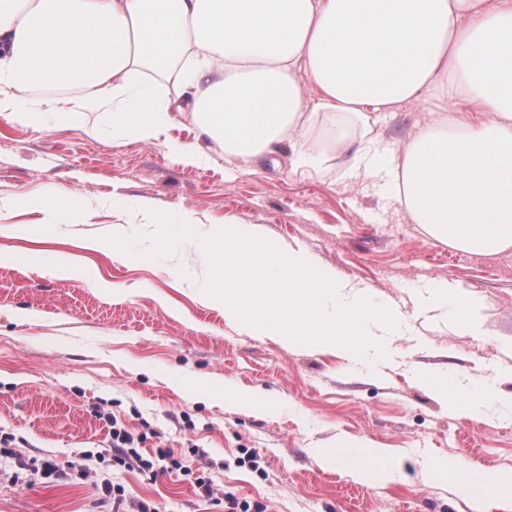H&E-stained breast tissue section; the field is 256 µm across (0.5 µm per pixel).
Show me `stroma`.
<instances>
[{
	"instance_id": "obj_1",
	"label": "stroma",
	"mask_w": 512,
	"mask_h": 512,
	"mask_svg": "<svg viewBox=\"0 0 512 512\" xmlns=\"http://www.w3.org/2000/svg\"><path fill=\"white\" fill-rule=\"evenodd\" d=\"M437 117L432 104L408 105L375 113V129L403 144ZM86 121L84 130L35 129L0 116V224H41L40 207L14 201L50 189L87 202L60 241L43 245L67 253L77 273L19 263L10 252L23 239L0 235V512H112L116 488L126 512L141 504L224 512L228 493L269 512H512V496H460L457 474L436 468L461 458L474 476L512 472V408L503 404L512 397V248L475 256L433 238L375 180L349 175L345 157L336 170L305 173L285 146L248 166L199 141L183 115L164 136L200 142L210 160L191 166L163 142L113 137L98 113ZM146 201L194 213L201 235L230 220L304 248L396 301L411 332L385 358L361 362L329 347L289 346L240 331L211 306L195 241L148 261L84 248L133 224L146 249ZM102 280L110 295L99 292ZM434 280L482 299L466 329L424 306ZM433 372L490 387L497 399L484 412L448 410L416 380ZM239 391L259 407L225 401ZM116 425L143 456L164 441L180 468L150 475L118 465ZM359 443L397 453L400 470L388 480L356 478L369 465L355 455ZM322 451L338 463L321 464Z\"/></svg>"
}]
</instances>
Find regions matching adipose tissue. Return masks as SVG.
I'll return each mask as SVG.
<instances>
[{
  "label": "adipose tissue",
  "instance_id": "obj_1",
  "mask_svg": "<svg viewBox=\"0 0 512 512\" xmlns=\"http://www.w3.org/2000/svg\"><path fill=\"white\" fill-rule=\"evenodd\" d=\"M434 97L405 147L371 113ZM158 140L174 115L243 163L293 148L295 169L378 178L412 223L458 249L512 247V0H0V115ZM40 238L85 209L42 198ZM465 328L480 300L428 286Z\"/></svg>",
  "mask_w": 512,
  "mask_h": 512
}]
</instances>
